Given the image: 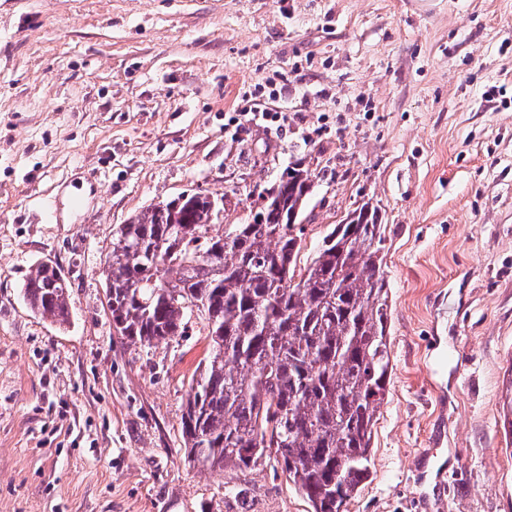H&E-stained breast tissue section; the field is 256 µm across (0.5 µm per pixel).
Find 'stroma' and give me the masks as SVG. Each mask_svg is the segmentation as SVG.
I'll return each instance as SVG.
<instances>
[{
	"label": "stroma",
	"mask_w": 512,
	"mask_h": 512,
	"mask_svg": "<svg viewBox=\"0 0 512 512\" xmlns=\"http://www.w3.org/2000/svg\"><path fill=\"white\" fill-rule=\"evenodd\" d=\"M296 161L298 267L363 203L384 226L393 370L348 512H512V0H0V512H310L276 462L186 461L204 322L126 344L100 275L144 208L247 224ZM43 261L67 325L23 299Z\"/></svg>",
	"instance_id": "stroma-1"
}]
</instances>
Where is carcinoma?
<instances>
[{
    "label": "carcinoma",
    "instance_id": "carcinoma-1",
    "mask_svg": "<svg viewBox=\"0 0 512 512\" xmlns=\"http://www.w3.org/2000/svg\"><path fill=\"white\" fill-rule=\"evenodd\" d=\"M264 197L260 224L220 233L214 196L149 207L112 238L106 288L112 322L131 345L182 335L195 313L208 348L181 416L188 462L247 472L274 457L311 512H347L369 477L376 414L392 371L384 225L367 203L324 237L303 273L291 218L312 184L296 163ZM165 242V254L153 248ZM167 266L150 283L154 261ZM30 309L70 320L68 284L37 265L25 281Z\"/></svg>",
    "mask_w": 512,
    "mask_h": 512
}]
</instances>
